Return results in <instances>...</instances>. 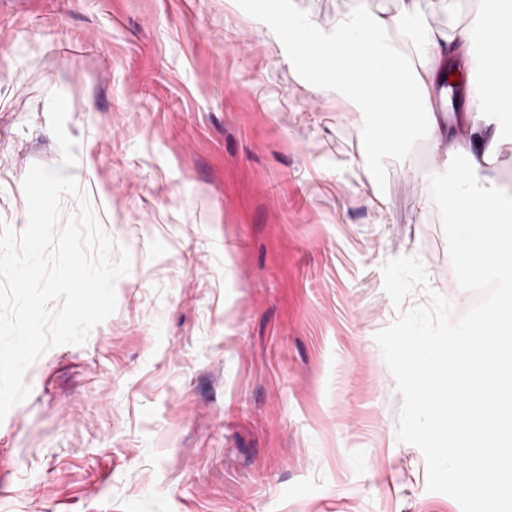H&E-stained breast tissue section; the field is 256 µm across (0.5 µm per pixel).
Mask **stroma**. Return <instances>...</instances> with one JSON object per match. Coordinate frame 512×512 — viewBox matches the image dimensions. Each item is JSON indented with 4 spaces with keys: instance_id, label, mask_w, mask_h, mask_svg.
Returning a JSON list of instances; mask_svg holds the SVG:
<instances>
[{
    "instance_id": "35a3bbf8",
    "label": "stroma",
    "mask_w": 512,
    "mask_h": 512,
    "mask_svg": "<svg viewBox=\"0 0 512 512\" xmlns=\"http://www.w3.org/2000/svg\"><path fill=\"white\" fill-rule=\"evenodd\" d=\"M262 0H0V224L62 169L131 259L117 307L24 373L0 512H461L396 438L374 336L460 288L426 139L382 150ZM400 0H291L331 24ZM512 204V137L484 165ZM428 286L394 306L382 268Z\"/></svg>"
}]
</instances>
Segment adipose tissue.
I'll use <instances>...</instances> for the list:
<instances>
[{
  "label": "adipose tissue",
  "mask_w": 512,
  "mask_h": 512,
  "mask_svg": "<svg viewBox=\"0 0 512 512\" xmlns=\"http://www.w3.org/2000/svg\"><path fill=\"white\" fill-rule=\"evenodd\" d=\"M420 2L401 0L395 12L343 13L327 27L309 18L289 19L287 0H264V8L278 17L289 47L309 45L311 56L322 59V73L353 116L364 120L384 110L386 125L394 132L385 148H404L417 132L447 152L468 154L483 148V129L470 126L463 141L453 140L449 122L436 114V102L446 96L444 79L455 56L479 27L484 33L479 57L483 84L477 107L512 112L500 98L503 87L512 85V47L495 39L496 33L512 32V0H474L471 28L457 22V0H441L447 16L443 26L424 22ZM484 182L480 163L472 162L469 178L448 188V212L455 222L493 221L497 234L487 248L498 264L511 266L512 208L502 205Z\"/></svg>",
  "instance_id": "ef3b65f1"
}]
</instances>
